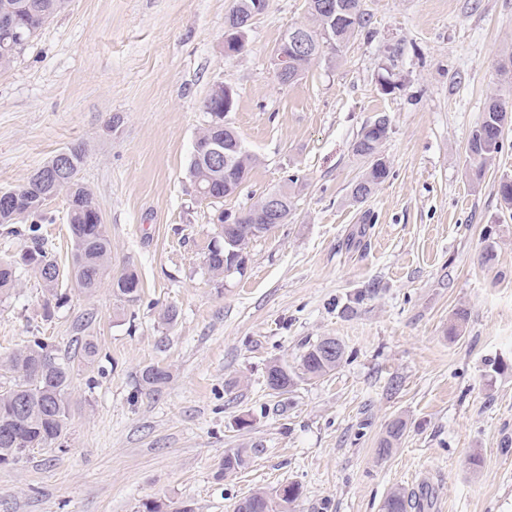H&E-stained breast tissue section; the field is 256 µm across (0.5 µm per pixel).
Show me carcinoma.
<instances>
[{"instance_id": "obj_1", "label": "carcinoma", "mask_w": 512, "mask_h": 512, "mask_svg": "<svg viewBox=\"0 0 512 512\" xmlns=\"http://www.w3.org/2000/svg\"><path fill=\"white\" fill-rule=\"evenodd\" d=\"M70 0H0V25L12 23L21 33V41L9 52L0 48V70L8 69L21 49L34 38L52 18L63 12ZM324 0H308V19L298 28L310 32L321 43L342 47L354 39L367 26L368 19L362 10L361 0H336V14L321 8ZM512 122V109L496 96L490 98L484 119L469 140L468 152L471 171L481 177L488 162L502 149L505 126ZM390 133L386 118H378L361 128L353 143L356 155L365 159L367 169L352 184L351 196L356 202L366 201L388 178L386 160L381 147ZM66 156L68 168L58 179L40 174L42 168L33 171L26 181L15 187L17 201L0 205V226L8 233H19L15 225L27 221L28 245L19 256L0 258V295L10 294L19 284V273L24 270L33 277L43 290L45 316H50L52 304H61L63 294L58 292L66 281L75 283L80 291L94 294L109 282L112 294L120 301L134 305L140 300L139 279L132 271L112 275L110 267L112 240L94 201L90 189L78 178L84 159L80 147H71L53 155L44 166L54 164L60 156ZM255 158L241 148L231 176L234 189L246 183ZM189 172L193 181L206 190L213 203L224 202V168L212 167L207 159L191 152ZM298 180L289 178L279 188L284 204L280 223L288 221ZM65 195L68 204V223L72 237L71 260L66 266L49 256L40 234L41 223L46 220V204L49 200ZM497 194L503 207L512 210V179L503 177L497 185ZM245 223L234 244H213L206 256L207 271L214 277L224 275V255L235 252L240 263L246 262L247 246L269 231L268 227L253 232L257 221L251 218L253 208L244 210ZM332 343L338 353H329L325 345ZM345 346L334 337H324L307 346L300 356V368L295 372L282 363H272L266 373V386L276 394L292 390L300 379H313L336 370L345 357ZM170 378L165 366L149 365L139 376L140 387L157 392ZM74 356L58 348L43 336H33L27 344L14 351L8 360L0 363V465L18 463L38 449L53 451L62 446L72 417V383ZM406 423L394 419L379 442L377 454L384 458L401 441ZM248 451L230 448L224 453L222 469L232 474L247 465ZM300 496V489L293 483L280 486L268 493L256 491L241 499L236 512H288V508ZM421 508L417 498L402 488L388 493L380 512H412Z\"/></svg>"}]
</instances>
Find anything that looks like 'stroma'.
<instances>
[{
	"label": "stroma",
	"mask_w": 512,
	"mask_h": 512,
	"mask_svg": "<svg viewBox=\"0 0 512 512\" xmlns=\"http://www.w3.org/2000/svg\"><path fill=\"white\" fill-rule=\"evenodd\" d=\"M233 4L71 0L0 71V188L83 146L79 177L112 238V272L134 271L142 297L130 306L109 285L88 296L70 284L46 320L25 273L0 299V360L33 336L71 352L88 336L99 345L93 366H75L62 449L0 466V512H139L146 501L235 512L289 482L301 491L292 512H380L395 488L420 494L422 512H512V213L496 193L512 175V127L482 178L468 164L490 96L512 104L500 75L512 64V0H362L368 32L324 49L291 85L271 57L307 22V0H269L246 50L228 58ZM388 71L397 87L386 94ZM218 84L234 89L229 119L257 158L224 209L248 208L291 175L302 188L287 223L250 244L244 271L215 278L205 267L215 207L197 196L189 163ZM380 115L390 174L356 204L365 164L352 143ZM47 209L49 252L68 264L65 197ZM459 308L468 320L452 339ZM325 336L345 345L340 366L271 393L268 366H297ZM151 364L171 371L157 392L138 383ZM396 418L406 433L378 458ZM230 448L251 454L225 475Z\"/></svg>",
	"instance_id": "35a3bbf8"
}]
</instances>
